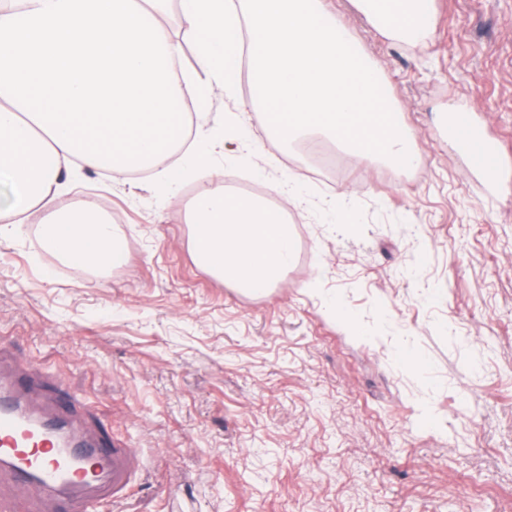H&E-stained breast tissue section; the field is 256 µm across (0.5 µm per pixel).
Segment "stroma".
I'll return each instance as SVG.
<instances>
[{
  "instance_id": "obj_1",
  "label": "stroma",
  "mask_w": 512,
  "mask_h": 512,
  "mask_svg": "<svg viewBox=\"0 0 512 512\" xmlns=\"http://www.w3.org/2000/svg\"><path fill=\"white\" fill-rule=\"evenodd\" d=\"M343 15L389 86L420 165L403 178L337 153L306 181L298 249L277 288L250 295L199 266L182 204L209 180L271 188L311 163L266 135L248 85L204 107L210 137L183 142L212 174L174 196L154 176L73 168L59 202L93 197L119 216L127 261L75 266L45 251L37 219L0 240V369L47 412L71 395L85 430L107 426L142 457L105 512H512V0H436L416 44ZM470 111L509 174L474 172L448 137ZM255 144L224 157V122ZM354 200L355 233L315 203ZM363 327L351 335L340 312ZM424 365L403 362L404 352Z\"/></svg>"
}]
</instances>
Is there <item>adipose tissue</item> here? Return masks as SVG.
I'll return each instance as SVG.
<instances>
[{"label":"adipose tissue","mask_w":512,"mask_h":512,"mask_svg":"<svg viewBox=\"0 0 512 512\" xmlns=\"http://www.w3.org/2000/svg\"><path fill=\"white\" fill-rule=\"evenodd\" d=\"M169 0H5L0 5V239L41 214V245L65 262L121 265L124 237L94 199L57 208L72 164L126 179L173 142L188 96L235 95L241 66L253 108L274 116L283 145L322 138L399 171L418 165L384 81L325 0H178L197 34L196 73L175 70L181 43ZM435 0H351L387 38L425 39ZM207 76L197 82V73ZM191 247L215 276L258 294L295 259L280 208L204 187L187 212Z\"/></svg>","instance_id":"adipose-tissue-1"}]
</instances>
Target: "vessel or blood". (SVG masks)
Returning <instances> with one entry per match:
<instances>
[{"mask_svg":"<svg viewBox=\"0 0 512 512\" xmlns=\"http://www.w3.org/2000/svg\"><path fill=\"white\" fill-rule=\"evenodd\" d=\"M448 133L476 172L499 173V151L470 113H451ZM137 467L135 449L105 445L67 416L37 411L16 377H0V469L36 496L62 501L65 512H94L101 502L123 496Z\"/></svg>","mask_w":512,"mask_h":512,"instance_id":"b4317fda","label":"vessel or blood"}]
</instances>
